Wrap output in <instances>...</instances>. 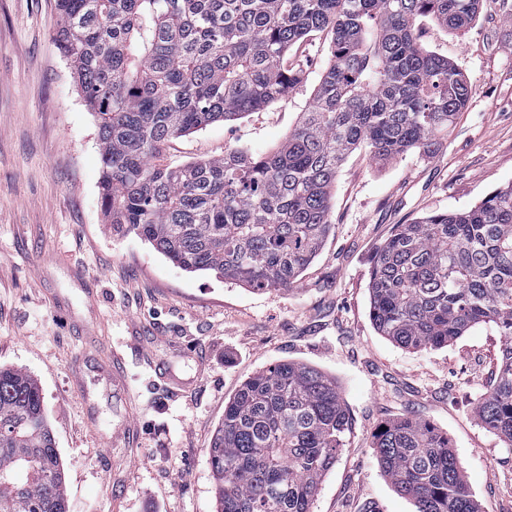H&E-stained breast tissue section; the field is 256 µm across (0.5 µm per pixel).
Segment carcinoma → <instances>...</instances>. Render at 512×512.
I'll use <instances>...</instances> for the list:
<instances>
[{"label": "carcinoma", "mask_w": 512, "mask_h": 512, "mask_svg": "<svg viewBox=\"0 0 512 512\" xmlns=\"http://www.w3.org/2000/svg\"><path fill=\"white\" fill-rule=\"evenodd\" d=\"M482 0H57L54 33L98 120L108 222L190 273L288 291L332 232L330 193L365 146L380 160L430 153L474 93L421 40ZM331 35L327 67L277 149L229 147L172 165L167 144L262 110L303 72L289 51ZM370 317L408 349L441 348L477 325L504 337L479 405L512 443V184L475 206L397 224L372 260ZM352 432L335 378L279 361L224 406L208 448L217 512H312ZM377 464L415 512H478L448 434L411 417L372 435ZM0 512H68L64 471L36 381L0 368Z\"/></svg>", "instance_id": "cac0c4a2"}]
</instances>
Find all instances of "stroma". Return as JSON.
I'll return each instance as SVG.
<instances>
[{"label": "stroma", "instance_id": "35a3bbf8", "mask_svg": "<svg viewBox=\"0 0 512 512\" xmlns=\"http://www.w3.org/2000/svg\"><path fill=\"white\" fill-rule=\"evenodd\" d=\"M55 2L0 0V366L27 371L43 394L70 512H216L214 430L240 386L282 360L335 377L352 417L313 512H414L370 448L378 426L407 416L447 433L480 512H512V444L478 416L502 337L479 325L441 348L399 347L374 328L368 290L394 225L472 207L512 182V0H483L455 34L427 22L424 44L475 86L467 108L434 154L378 161L362 147L347 158L333 232L287 292L185 272L112 230L97 118L52 39ZM292 57L304 71L292 92L173 139L168 161L277 147L328 63L329 37H308Z\"/></svg>", "mask_w": 512, "mask_h": 512}]
</instances>
